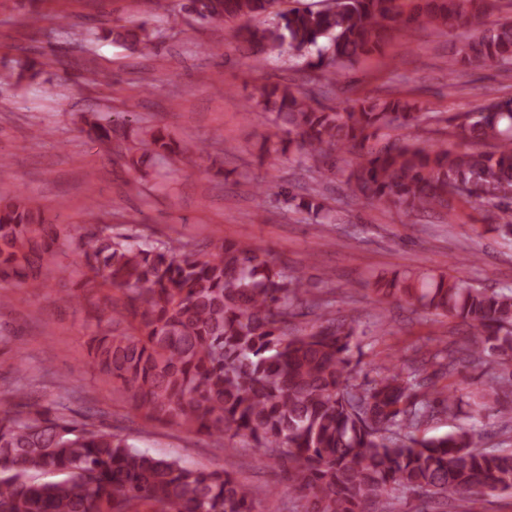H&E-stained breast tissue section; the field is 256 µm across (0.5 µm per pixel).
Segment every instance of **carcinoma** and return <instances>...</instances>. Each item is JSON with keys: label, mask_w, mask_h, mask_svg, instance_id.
I'll return each instance as SVG.
<instances>
[{"label": "carcinoma", "mask_w": 512, "mask_h": 512, "mask_svg": "<svg viewBox=\"0 0 512 512\" xmlns=\"http://www.w3.org/2000/svg\"><path fill=\"white\" fill-rule=\"evenodd\" d=\"M285 0H183L181 10L234 30L259 59L286 54L311 72L305 90L271 82L258 104L275 113L282 136L266 152L293 155L301 169H336V151H358L348 175L357 192L386 209L441 211L454 200L487 207L488 219L512 240V99L493 97L475 112L446 119L455 134L488 142L490 152L426 149L407 140L380 142L391 127L426 129L429 116L407 97L348 98L327 106L340 73L381 53L393 31L478 25L487 0H318L285 8ZM143 55L157 46L144 24L99 34ZM512 69V20L479 27L466 38L448 74L472 65ZM36 59L0 74L20 83L38 74ZM81 119L88 137L142 172L154 157L202 154L206 145L177 141L157 127L145 132ZM278 195L288 207L332 220L313 188ZM79 235L51 221L21 193L0 196V283L42 288L65 272L97 297L88 357L106 382L121 387L151 421H170L199 435L243 436L253 448L288 462V482L303 512H392L397 495L428 502L512 490V450H481L460 428L418 438L429 419L451 414L460 398L437 379L457 370L448 346L411 364L357 381L352 365L357 328L338 320L330 302L312 295L304 274L261 259L243 240L205 245L170 240L137 243L100 223ZM72 258L70 265L61 256ZM379 304L417 305L461 320L473 334L474 360L490 366L488 386L471 397L484 409L512 395V288L474 287L446 272H407L371 283ZM310 317L299 331L298 318ZM50 407L21 403L20 389L0 392V512H262L261 501L234 474L185 467L154 457L78 413L57 383Z\"/></svg>", "instance_id": "1"}]
</instances>
